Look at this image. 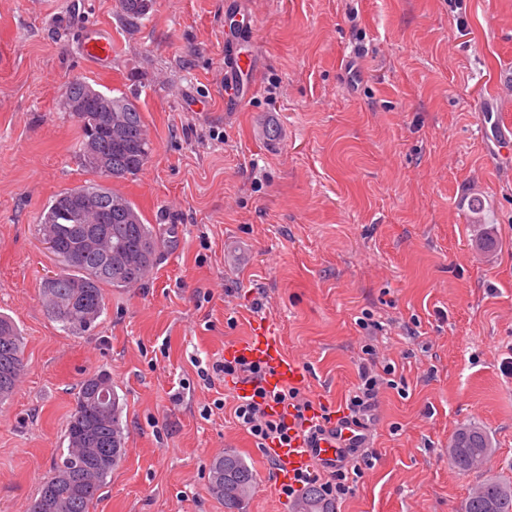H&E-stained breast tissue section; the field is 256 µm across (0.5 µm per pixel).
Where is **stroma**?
<instances>
[{"label": "stroma", "instance_id": "stroma-1", "mask_svg": "<svg viewBox=\"0 0 512 512\" xmlns=\"http://www.w3.org/2000/svg\"><path fill=\"white\" fill-rule=\"evenodd\" d=\"M252 30L256 90L224 108V27ZM112 34V67L82 32ZM76 78L135 99L151 154L111 181L159 240L150 277L105 291L90 332L47 315L58 271L39 220L94 178L61 106ZM512 0H0V312L23 336L0 402V512H27L67 448L81 381L107 374L126 455L93 512H224L209 468L243 457V512H294L266 453L197 362L232 358L262 298L309 390L338 411L373 344L401 382L379 397L373 468L336 512H457L512 481ZM480 198L483 209L470 203ZM381 328L367 336L357 320ZM481 425V470L448 455ZM80 48L101 70L112 64V36L103 28H93L80 40ZM492 442L480 426L468 424L460 428L452 444V461L462 471L472 470V461L482 458L486 462L491 456Z\"/></svg>", "mask_w": 512, "mask_h": 512}]
</instances>
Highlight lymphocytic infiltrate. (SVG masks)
Returning a JSON list of instances; mask_svg holds the SVG:
<instances>
[{
	"instance_id": "1",
	"label": "lymphocytic infiltrate",
	"mask_w": 512,
	"mask_h": 512,
	"mask_svg": "<svg viewBox=\"0 0 512 512\" xmlns=\"http://www.w3.org/2000/svg\"><path fill=\"white\" fill-rule=\"evenodd\" d=\"M395 372V366H380L374 358H367L360 365L358 382L346 396L343 410L337 417L327 409L317 408L310 395L299 387L267 390L263 385L267 367L242 356L215 360L201 375L209 383L221 378L235 384H251L250 393L237 397L233 415L237 425L254 439L257 447H285L299 438L311 447L325 436L341 440L344 452L336 468L326 473L309 468L280 488L281 494L290 499L307 488L316 487L336 502L353 493L364 466L372 462L366 447L365 420L375 410L382 390L397 388ZM352 426L357 429L356 435L344 437V429Z\"/></svg>"
}]
</instances>
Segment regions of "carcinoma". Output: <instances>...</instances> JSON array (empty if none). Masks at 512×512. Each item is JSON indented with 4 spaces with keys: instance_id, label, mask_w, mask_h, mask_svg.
Masks as SVG:
<instances>
[{
    "instance_id": "1",
    "label": "carcinoma",
    "mask_w": 512,
    "mask_h": 512,
    "mask_svg": "<svg viewBox=\"0 0 512 512\" xmlns=\"http://www.w3.org/2000/svg\"><path fill=\"white\" fill-rule=\"evenodd\" d=\"M124 19L134 25L146 15L149 0H118ZM89 84L74 79L65 87L62 105L70 100L83 101L86 109L96 115V123L89 127L81 124L80 145L92 139L98 152L111 161L112 178L121 179L133 175L147 162L150 155L148 138L129 146L118 144L108 133L109 113L88 96ZM112 111L124 114L126 123L133 130L145 131V124L135 100L126 96L112 98ZM85 189L98 199L99 212L108 215L109 223L93 224L91 228L102 236L101 251L119 246L137 251L148 241H157L153 229L143 223L140 211L124 195L110 187L94 182ZM74 217L72 214L49 206L40 219V232L77 243L71 236ZM100 251H88L75 261H70L53 277L44 282L43 304L48 316L59 324L65 333L77 336L90 330L105 309L104 288H131L142 283L150 275L155 257H145L128 275H109L100 272ZM11 347L13 369L6 373L0 364V401L8 398L16 389L23 370L20 331L8 316L0 314V350ZM112 384L105 374H93L85 378L75 397V407L68 420L65 437L66 453L53 473L43 482L39 496L31 503L28 512H43L42 501L51 491L61 498L59 512H90L108 476L116 470L126 455V440L121 423L122 405L117 392H112V403L100 410L91 401L92 388L97 383ZM492 442L480 426L468 424L460 428L452 444V461L462 471L472 469L476 458L488 460ZM209 491L224 505V512H242V505L255 486L253 471L246 461L226 453L215 459L210 470ZM84 477L83 489L70 493L72 479ZM303 512H335L331 500L317 489L305 492ZM460 512H512V483L497 478H487L469 494L460 505Z\"/></svg>"
}]
</instances>
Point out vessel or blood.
Masks as SVG:
<instances>
[{"label":"vessel or blood","mask_w":512,"mask_h":512,"mask_svg":"<svg viewBox=\"0 0 512 512\" xmlns=\"http://www.w3.org/2000/svg\"><path fill=\"white\" fill-rule=\"evenodd\" d=\"M80 48L100 69H108L112 63V37L102 28L86 32L80 41ZM255 71L253 53L241 52L238 45H224V107L236 110L253 93L251 77ZM239 352L248 359L267 365L269 373L265 380L267 388L288 385H302L307 375L296 361L285 351L280 336L268 327L254 328L240 345ZM269 457L277 463L281 480L288 481L302 470L317 463H332L338 457L335 444L321 443L320 447H308L303 440H293L285 448H270Z\"/></svg>","instance_id":"b4317fda"}]
</instances>
